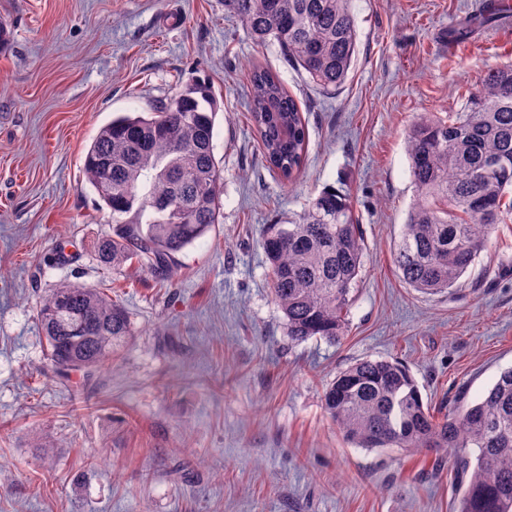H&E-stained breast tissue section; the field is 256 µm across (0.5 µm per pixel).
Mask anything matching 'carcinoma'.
<instances>
[{"label":"carcinoma","mask_w":512,"mask_h":512,"mask_svg":"<svg viewBox=\"0 0 512 512\" xmlns=\"http://www.w3.org/2000/svg\"><path fill=\"white\" fill-rule=\"evenodd\" d=\"M257 43L273 41L313 84L345 82L358 52L352 0H224ZM489 15L450 29L463 39ZM251 121L268 163L285 183L305 166L308 132L297 100L278 75L250 69ZM464 106L425 113L407 133L417 199L391 249L402 280L426 294L455 287L499 224L512 220V64L487 70ZM216 98L196 82L144 116L102 126L83 171L117 228L96 257L114 272L136 263L165 281L176 256L219 223L221 172L214 157ZM260 245L272 297L295 342L338 343L349 327L364 266L363 233L348 197L326 190L286 224L265 225ZM48 358L62 372H90L132 335L127 310L99 288L60 283L40 302ZM324 408L358 448H430L450 453L455 512H512V368L487 394L441 418L401 363L362 359L325 388Z\"/></svg>","instance_id":"cac0c4a2"}]
</instances>
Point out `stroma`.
I'll list each match as a JSON object with an SVG mask.
<instances>
[{"mask_svg": "<svg viewBox=\"0 0 512 512\" xmlns=\"http://www.w3.org/2000/svg\"><path fill=\"white\" fill-rule=\"evenodd\" d=\"M486 0H353L347 81L313 87L256 44L224 0H0V512H452V463L348 444L322 406L355 361L395 359L432 408L478 401L512 367V223L447 293L397 273L390 248L416 199L406 152L420 113L512 63V17L461 44L448 27ZM275 72L303 113L306 166L268 167L249 69ZM208 81L220 106V224L161 282L95 256L112 216L85 180L99 129ZM335 187L363 226L347 336L292 342L271 296L263 225ZM107 289L133 334L90 375L54 373L37 319L60 281ZM51 445L53 465L42 467Z\"/></svg>", "mask_w": 512, "mask_h": 512, "instance_id": "stroma-1", "label": "stroma"}]
</instances>
